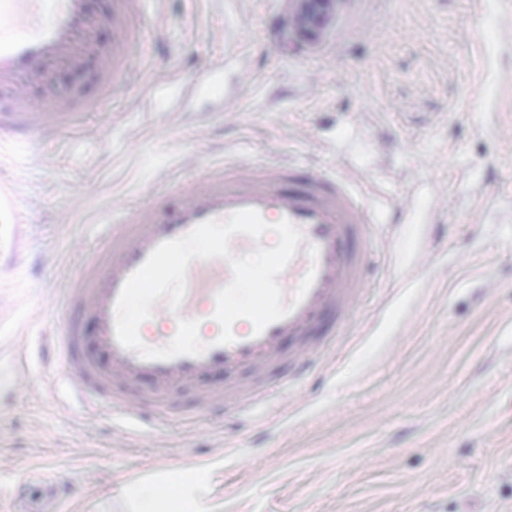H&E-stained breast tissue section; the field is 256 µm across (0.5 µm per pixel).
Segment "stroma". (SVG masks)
Masks as SVG:
<instances>
[{
  "label": "stroma",
  "mask_w": 512,
  "mask_h": 512,
  "mask_svg": "<svg viewBox=\"0 0 512 512\" xmlns=\"http://www.w3.org/2000/svg\"><path fill=\"white\" fill-rule=\"evenodd\" d=\"M163 42L144 63L220 80L237 110L173 90L132 91L64 136L7 159L28 224V265L0 283V371L19 337L49 329L63 279L98 244L118 200L158 173L241 154L329 169L346 161L394 238L320 365L283 393L279 422L170 419L129 438L109 409L64 410L30 365L0 382V512H136L144 485L201 475L198 512H512V0H362L368 31L333 52L271 54L274 0H166ZM252 70L244 85L239 69ZM47 461L68 493L56 499Z\"/></svg>",
  "instance_id": "1"
}]
</instances>
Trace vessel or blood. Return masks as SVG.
<instances>
[{"label": "vessel or blood", "mask_w": 512, "mask_h": 512, "mask_svg": "<svg viewBox=\"0 0 512 512\" xmlns=\"http://www.w3.org/2000/svg\"><path fill=\"white\" fill-rule=\"evenodd\" d=\"M146 0H0V158L59 136L73 135L78 113L98 112L140 77L136 55L161 35L160 18H147ZM350 0H276L273 41L289 37L303 55H324L341 34ZM111 32L110 42L97 37ZM91 69L96 97L81 87L51 92L58 71ZM181 106L201 96L204 83L168 69ZM358 171L338 163L328 171L306 170L294 161L253 164L225 156L192 177L163 175V185L143 200L123 203L117 223L101 227V243L86 254L65 282L66 316L40 338V365L83 413L101 406L150 431L174 413L170 395L193 387L191 420L229 409L247 426L275 390L298 383L325 337L335 335L368 282L375 255L391 250L380 238V219L359 184ZM257 210L270 224L290 221L302 235L297 252L278 277L290 313L254 334L237 320L233 343L221 345L214 318L216 294L232 279L222 258L192 261L178 311L158 301L139 329L141 340L162 347L179 319L199 320L206 348L199 356L147 360L116 338L115 307L126 279L160 244L182 238L199 224ZM14 186L0 184V273L19 274L25 263L27 227L18 219ZM316 256H309V249ZM315 279L303 300L297 288L307 273Z\"/></svg>", "instance_id": "obj_1"}]
</instances>
